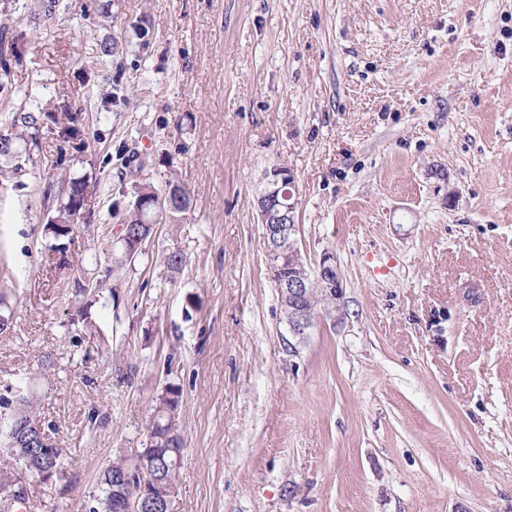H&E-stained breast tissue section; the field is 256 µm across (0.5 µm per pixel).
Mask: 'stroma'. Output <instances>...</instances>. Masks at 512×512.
<instances>
[{"instance_id": "stroma-1", "label": "stroma", "mask_w": 512, "mask_h": 512, "mask_svg": "<svg viewBox=\"0 0 512 512\" xmlns=\"http://www.w3.org/2000/svg\"><path fill=\"white\" fill-rule=\"evenodd\" d=\"M84 2L0 0V99L42 111L0 157V390L66 454L26 476L37 512L88 503L171 384L175 512H512V0ZM276 167L345 285L295 357L252 205ZM68 177L87 206L55 240ZM171 179L189 212L116 267L113 201ZM68 123L58 127V138L61 150L65 149V146L70 147L74 150H81L85 147L86 142L83 139V132L79 125V116H70Z\"/></svg>"}]
</instances>
